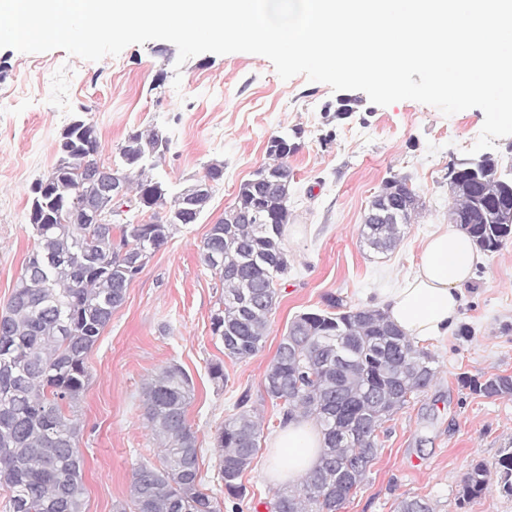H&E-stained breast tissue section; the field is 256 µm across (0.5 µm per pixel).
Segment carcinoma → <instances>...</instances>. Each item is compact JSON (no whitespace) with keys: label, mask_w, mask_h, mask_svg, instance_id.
Instances as JSON below:
<instances>
[{"label":"carcinoma","mask_w":512,"mask_h":512,"mask_svg":"<svg viewBox=\"0 0 512 512\" xmlns=\"http://www.w3.org/2000/svg\"><path fill=\"white\" fill-rule=\"evenodd\" d=\"M90 145L100 148L93 125L67 126L55 165L36 184L47 192L29 213L34 248L0 315V485L10 492L9 512H83L77 408L89 380L87 354L152 253L178 224L196 222L158 216L160 209L174 212L178 197L156 173L169 141L150 125L128 135L112 169L135 207L122 224L88 223L90 207L113 216ZM296 150L286 134L270 138V163L240 185L233 207L212 225L201 247L203 263L224 288V308L212 315L211 329L230 358L243 360L260 350L277 285L288 276L282 247L290 220L287 159ZM448 186L450 216L460 218V227L481 250L496 252L512 238V168L500 169L489 156L467 159L450 166ZM382 191L386 202L401 208V217L393 224L364 223L360 236L374 251L386 253L422 203L405 177H390ZM487 195L497 198L499 216L492 224L480 207ZM149 211L150 221H140ZM130 255L140 261L134 269L128 266ZM45 259L54 262L49 288L40 271ZM326 306L291 322L264 378L266 396L281 402L282 422L312 417L324 437L316 467L294 488L275 493L276 512H339L377 457L378 429L436 375L431 352L381 311L349 309L334 296L326 298ZM462 382L487 398L512 395L509 375ZM191 393L192 380L177 365L162 369L146 387L147 418L165 456L161 468L134 469L133 512H221L218 500L200 488L197 437L186 419ZM249 401L247 393L239 398V412L224 420L216 437L224 493L238 500L246 495L242 473L259 450L260 424ZM497 473L499 488L512 495V449L498 459ZM489 488L490 470L479 462L464 480L462 498ZM398 512L432 509L412 497L399 502Z\"/></svg>","instance_id":"carcinoma-1"}]
</instances>
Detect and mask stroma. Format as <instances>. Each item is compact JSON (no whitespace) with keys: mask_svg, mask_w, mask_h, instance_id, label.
Segmentation results:
<instances>
[{"mask_svg":"<svg viewBox=\"0 0 512 512\" xmlns=\"http://www.w3.org/2000/svg\"><path fill=\"white\" fill-rule=\"evenodd\" d=\"M177 57L175 45L163 40L132 44L97 62L61 49L0 48V310L34 247L33 189L56 163L73 119L96 125L97 159L107 167L118 162L131 131L159 127L171 143L157 173L175 193L201 180L210 163H223L208 207L153 254L87 355L90 381L78 412L84 510L130 505L134 469L161 467L163 448L147 422L144 391L176 364L193 381L187 420L198 439L203 491L217 497L222 512H270L280 485L267 475L269 442L281 410L265 395L263 379L279 343L297 315L325 309L326 297L376 308L412 274L424 238L448 221V168L465 160L484 114L470 108L446 117L413 100L378 106L363 92H335L302 75L281 80L260 55L202 53L181 66ZM296 129L283 237L290 270L262 348L234 360L211 332L222 288L201 259L202 242L240 184L266 162L270 137ZM394 175L407 177L424 207L396 248L381 254L362 242L360 227ZM424 347L437 373L379 429L377 458L342 512H397L402 498L414 496L433 512H512V496L496 486L460 496L474 464H494L512 448V396L486 398L460 382L512 376V240L487 254L464 290L457 322ZM216 363L224 369L219 383L209 372ZM245 392L262 433L242 479L246 496L235 504L218 475L215 437Z\"/></svg>","mask_w":512,"mask_h":512,"instance_id":"35a3bbf8","label":"stroma"}]
</instances>
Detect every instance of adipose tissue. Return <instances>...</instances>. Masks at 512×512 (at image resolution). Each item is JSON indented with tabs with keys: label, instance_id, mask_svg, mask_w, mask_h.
<instances>
[{
	"label": "adipose tissue",
	"instance_id": "ef3b65f1",
	"mask_svg": "<svg viewBox=\"0 0 512 512\" xmlns=\"http://www.w3.org/2000/svg\"><path fill=\"white\" fill-rule=\"evenodd\" d=\"M482 260L465 231L440 225L426 239L412 276L385 301L387 319L416 342L447 335L458 317L460 290ZM270 446V478L292 484L316 466L323 435L314 421L300 417L283 425Z\"/></svg>",
	"mask_w": 512,
	"mask_h": 512
}]
</instances>
